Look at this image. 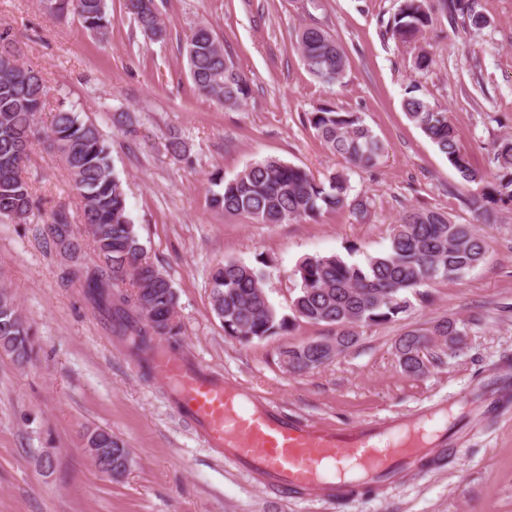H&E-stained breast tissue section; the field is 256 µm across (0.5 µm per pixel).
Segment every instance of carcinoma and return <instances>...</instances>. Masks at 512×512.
Listing matches in <instances>:
<instances>
[{
    "instance_id": "carcinoma-1",
    "label": "carcinoma",
    "mask_w": 512,
    "mask_h": 512,
    "mask_svg": "<svg viewBox=\"0 0 512 512\" xmlns=\"http://www.w3.org/2000/svg\"><path fill=\"white\" fill-rule=\"evenodd\" d=\"M58 21L78 16L84 28L104 34L110 25L105 0H40ZM460 12L474 28L486 24L474 0H443L442 8ZM122 9L149 39L164 40L155 0H123ZM433 22L428 0H400L390 25L391 36L413 46L414 68L427 73L432 52L419 42ZM13 29L0 25V221L40 224L45 247L59 262L60 280L83 288L94 308L107 314L115 331L131 340L135 356L148 364L156 336L180 335L175 319L177 295L170 280L145 257L135 224L129 215L126 192L112 172L111 145L100 126L60 101L50 130L41 133L38 119L49 105V90L39 70L26 65ZM297 48L308 72L326 84L341 82L346 55L321 25L299 30ZM186 56L194 91L221 106H238L250 97L247 75L224 49L213 29L196 26L186 41ZM414 85L403 100L408 119L431 140L466 185L467 207L476 219H491L488 204L512 203V135L492 146L494 171L475 167L460 144L446 109L418 94ZM307 122L347 168L373 169L384 157L385 146L355 112L319 106L307 113ZM62 160L79 198L76 209L61 204L41 211L33 183L26 173L29 150L38 141ZM213 207L227 214H244L259 224L301 223L323 212L347 209L359 219L368 216L373 200L352 193L344 170L315 178L305 169L278 159L255 161L223 182L211 197ZM89 227V239L74 233L73 225ZM485 239L474 224L452 220L447 213L411 209L393 225L389 246L380 255L349 262L338 255L308 256L293 271L299 291L292 301L294 317L312 324L336 327L333 341L348 350L357 343L358 329L393 321L410 309L408 294L437 281H457L483 263ZM127 285L132 293L117 288ZM211 308L224 325V335L242 343L262 340L289 330L290 318L279 315L262 285L261 268L226 261L210 276ZM457 323L443 318L428 328L411 329L396 341L399 366L409 377H420L437 355L461 341ZM0 351L19 364L33 353L32 329L14 295L0 288ZM290 372L316 368L329 358L317 355L311 344L289 347L281 353ZM87 448L112 450V475L125 473L129 450L112 432L95 429L85 435Z\"/></svg>"
}]
</instances>
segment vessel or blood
Masks as SVG:
<instances>
[{"instance_id":"b4317fda","label":"vessel or blood","mask_w":512,"mask_h":512,"mask_svg":"<svg viewBox=\"0 0 512 512\" xmlns=\"http://www.w3.org/2000/svg\"><path fill=\"white\" fill-rule=\"evenodd\" d=\"M150 370L169 384L180 415L209 448L275 490L349 493L360 477L388 474L398 464L412 469L423 459L400 425L336 429L305 422L165 350L153 353Z\"/></svg>"}]
</instances>
